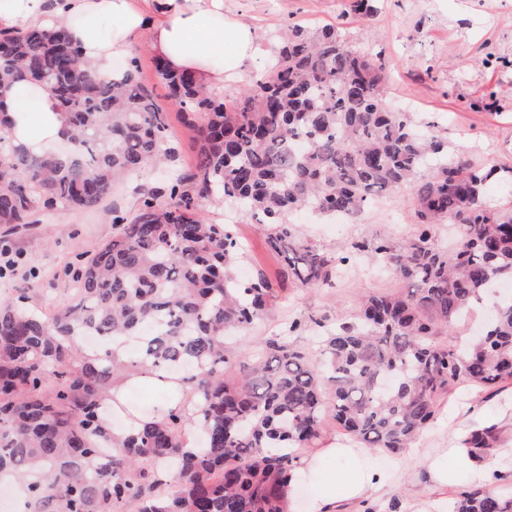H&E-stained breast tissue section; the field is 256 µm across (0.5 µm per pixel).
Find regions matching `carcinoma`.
<instances>
[{"mask_svg":"<svg viewBox=\"0 0 512 512\" xmlns=\"http://www.w3.org/2000/svg\"><path fill=\"white\" fill-rule=\"evenodd\" d=\"M153 63L183 109L193 167L143 188L134 213L112 208V239L72 268L70 303L32 308L26 288L0 299V475L26 484L28 512H288V487L325 417L397 454L434 421L450 384L512 381V298L495 303L476 342L436 341L471 299L512 280V209L481 202L497 168L448 157L446 140L389 107L381 56L353 50L334 27L293 25L275 66L230 104L193 73ZM137 72L132 58L97 78L62 20L0 32V89L20 76L46 90L69 142L64 152H0V226L96 209L114 183L176 165L168 113ZM404 187L416 233L403 245L351 240L336 255L288 222L303 208L353 215ZM203 199L234 201L269 225L266 244L298 286L330 287L341 266L370 256L407 288L362 299L354 320L313 337L312 353L281 336L239 360L224 333L253 324L276 294L261 273L235 278L243 243L210 222ZM447 223L459 231L452 248L438 243ZM87 331L112 347L88 351ZM130 339L141 357L123 362L115 349ZM147 363L182 369L193 395L118 443L105 430L104 397ZM193 428L204 447L188 451ZM494 432L471 431V460L493 447ZM449 512H512V494L464 491Z\"/></svg>","mask_w":512,"mask_h":512,"instance_id":"carcinoma-1","label":"carcinoma"}]
</instances>
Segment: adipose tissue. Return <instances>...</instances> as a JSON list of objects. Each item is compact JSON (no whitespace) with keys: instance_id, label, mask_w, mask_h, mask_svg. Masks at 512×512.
<instances>
[{"instance_id":"obj_1","label":"adipose tissue","mask_w":512,"mask_h":512,"mask_svg":"<svg viewBox=\"0 0 512 512\" xmlns=\"http://www.w3.org/2000/svg\"><path fill=\"white\" fill-rule=\"evenodd\" d=\"M150 9L134 0H0V28L41 26L52 28L57 19L68 17L70 35L84 57L92 62L97 77L112 73L115 59L129 57L132 39L146 34L151 52L174 71H194L203 85L223 88L244 75L258 53L274 60L275 49H262L254 29L243 23L224 21V0H150ZM115 20L108 32L99 23ZM13 107L15 125L8 137L9 147H21L38 154L60 139L65 130L62 116L48 93L32 94L27 85L15 83L0 94ZM340 460V467L321 466V458ZM435 484L454 482L458 472L486 485L498 480L495 464L474 468L463 449L447 448L425 461ZM308 512H335L339 502L379 490L386 472L368 467L360 448L329 445L309 456Z\"/></svg>"}]
</instances>
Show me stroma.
I'll return each instance as SVG.
<instances>
[{"label": "stroma", "instance_id": "1", "mask_svg": "<svg viewBox=\"0 0 512 512\" xmlns=\"http://www.w3.org/2000/svg\"><path fill=\"white\" fill-rule=\"evenodd\" d=\"M374 7L372 15L363 16L353 12L352 0H224V19L253 27L266 48L272 34L291 24L338 27L358 50L382 54L390 75L391 103L415 112L420 125L436 123L449 148L475 164L512 167V0H375ZM133 47L139 78L163 98L182 159L193 163L195 146L185 132L179 106L164 98L144 37H134ZM142 184V179H130L116 185L109 202L97 210L44 214L39 224L1 239L18 255L19 267L14 275L0 279V294L25 286L31 290V302L46 306L70 301L68 267L111 239L113 207L134 212ZM203 207L213 222L234 225L246 245L235 264L236 276L247 281L262 269L272 286L280 287L281 263L264 246L266 227L224 203L207 201ZM290 221L301 238L335 251L349 240L380 235L391 236L400 245L416 231L411 194L405 188L379 197L356 224L339 225L302 211L292 214ZM401 288L391 274L362 263L350 265L336 287H297L287 299L276 300L261 319L233 335L235 352L248 357L297 317L354 318L363 296ZM479 425L496 429L497 441L487 457L503 474L499 490L512 492V384H454L439 401L436 422L412 448L398 455L370 450L371 462L390 471L382 494L339 503L336 512H448L459 493L472 487L471 477L436 486L418 458L458 447Z\"/></svg>", "mask_w": 512, "mask_h": 512}]
</instances>
